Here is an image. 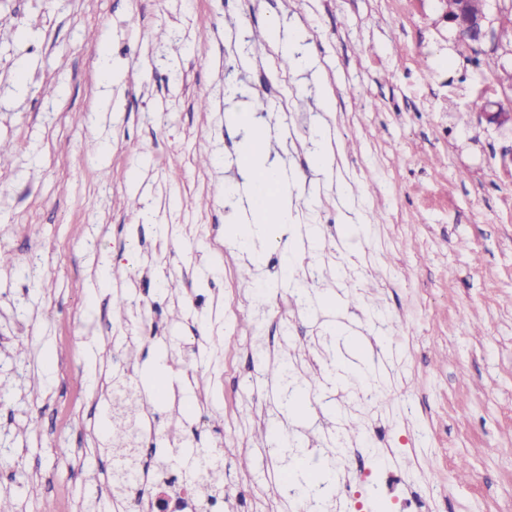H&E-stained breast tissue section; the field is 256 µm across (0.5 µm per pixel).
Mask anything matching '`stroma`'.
Wrapping results in <instances>:
<instances>
[{"instance_id": "35a3bbf8", "label": "stroma", "mask_w": 512, "mask_h": 512, "mask_svg": "<svg viewBox=\"0 0 512 512\" xmlns=\"http://www.w3.org/2000/svg\"><path fill=\"white\" fill-rule=\"evenodd\" d=\"M273 25L303 67L252 42ZM505 67L439 0H0V500L122 512L104 443L130 373L159 429L232 448L223 512H290L296 455L343 435L409 470L431 512H512V135L448 110L480 88L512 104ZM257 97L266 115L236 121ZM261 137L318 250L279 228L247 249ZM289 261L324 275L282 318ZM284 359L306 413L269 373ZM329 473L324 512L386 507Z\"/></svg>"}]
</instances>
